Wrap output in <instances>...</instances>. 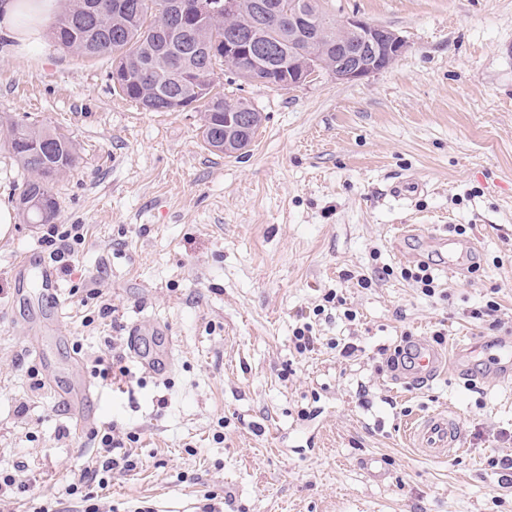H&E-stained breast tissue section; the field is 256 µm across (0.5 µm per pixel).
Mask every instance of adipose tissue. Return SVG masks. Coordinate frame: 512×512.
Returning <instances> with one entry per match:
<instances>
[{
	"label": "adipose tissue",
	"mask_w": 512,
	"mask_h": 512,
	"mask_svg": "<svg viewBox=\"0 0 512 512\" xmlns=\"http://www.w3.org/2000/svg\"><path fill=\"white\" fill-rule=\"evenodd\" d=\"M58 0H0V46L20 57L38 47Z\"/></svg>",
	"instance_id": "1"
}]
</instances>
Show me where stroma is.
<instances>
[{
  "label": "stroma",
  "instance_id": "stroma-1",
  "mask_svg": "<svg viewBox=\"0 0 512 512\" xmlns=\"http://www.w3.org/2000/svg\"><path fill=\"white\" fill-rule=\"evenodd\" d=\"M394 30L407 51L356 82L321 75L292 89L239 80L262 124L245 153H210L200 110L150 112L115 92L110 63L44 40L35 55L0 50V118L47 124L77 143L76 164L56 179V221L80 224L85 244L59 273V314L85 368L116 351L129 374L94 379L100 424L134 437L136 467L94 487L118 512H512L499 460L512 457V383L468 384L453 369L403 389L380 348L443 333L464 342L512 336V0H329ZM423 185L389 196L397 179ZM465 227L481 237L479 270L435 271L424 296L377 266H409L391 244L399 225ZM47 227L16 221L0 240V472L25 464L24 487L5 494L15 512L60 497L95 457L75 414L40 388L35 343L22 330L36 303L15 260L49 258ZM372 283L362 287V277ZM345 305L316 313L327 292ZM496 299L494 316L474 309ZM110 311H103V304ZM356 312L347 320L344 309ZM500 329H492V320ZM139 322L172 339L174 370L158 378L130 355ZM310 325L313 350L293 330ZM361 346L351 361L335 345ZM440 409L465 422L466 450L423 457L405 421ZM387 472L369 477L365 458Z\"/></svg>",
  "mask_w": 512,
  "mask_h": 512
}]
</instances>
